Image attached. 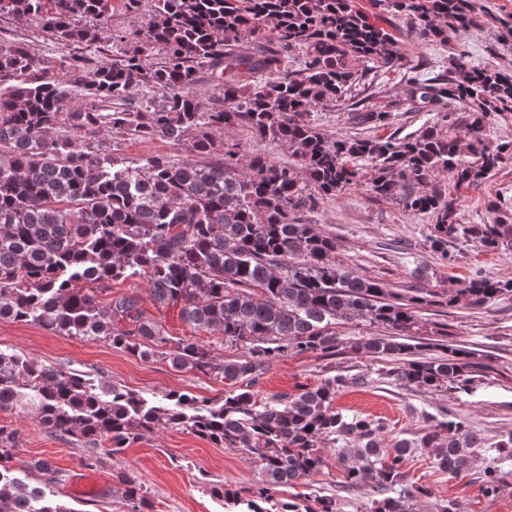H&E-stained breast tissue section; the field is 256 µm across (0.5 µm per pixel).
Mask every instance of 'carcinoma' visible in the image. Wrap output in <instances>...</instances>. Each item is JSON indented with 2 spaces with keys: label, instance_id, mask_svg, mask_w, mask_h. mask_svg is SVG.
<instances>
[{
  "label": "carcinoma",
  "instance_id": "1",
  "mask_svg": "<svg viewBox=\"0 0 512 512\" xmlns=\"http://www.w3.org/2000/svg\"><path fill=\"white\" fill-rule=\"evenodd\" d=\"M142 20L115 35L112 0H0V16L25 19L70 49L64 73L20 42H0V318L35 322L61 336L103 341L142 360L224 382V397L173 391L148 399L123 386L94 382L20 354L0 352V411H35L43 430L73 444H109L117 457L147 431L180 429L262 464L259 482L209 488L236 512H341L335 495L288 499L283 489L319 475L320 444L338 446L343 488L368 486L366 512H417L430 489L407 479L405 461L429 449L438 470L481 465L487 495L503 474L483 456L484 437L453 409L441 407L412 438L388 440L389 424L336 407L339 392L361 378L327 376L298 393L260 402L252 386L278 360L353 354L391 363L387 374L411 390L439 392L474 383L488 365L477 354L441 345L427 357L415 341L422 306H450L462 295L474 307L512 293V279L481 272L455 293L401 295L336 260V239L308 214L319 201L362 183L369 191L426 214L430 247L448 259V236L487 251H512V212L493 224H461L451 191L433 184L450 175L473 186L512 161V144L487 127L512 119V74L448 56L447 73L426 77L396 37L354 0H122ZM407 21L420 42H448L473 24L472 0H378ZM249 42L253 51L244 53ZM302 53L299 69L288 52ZM397 70L404 82L395 106L438 112L457 129L451 104L467 111V152L459 139L430 126L398 137H344L313 117L319 106L352 96L373 69ZM209 72L208 104L198 97ZM81 74V90L66 79ZM391 113L361 101L346 108L356 129L389 125ZM236 128L267 142L251 149ZM112 140L159 138L188 144L194 161L164 153L128 161ZM130 278L147 282L151 301L175 309L194 329L219 332L239 350L219 362L205 344L173 339L144 315L139 299L99 294ZM380 333L343 339L341 325ZM19 433L0 426V512H74L47 493L58 483L48 460L13 467ZM124 512H153L147 489L130 472H112Z\"/></svg>",
  "mask_w": 512,
  "mask_h": 512
}]
</instances>
